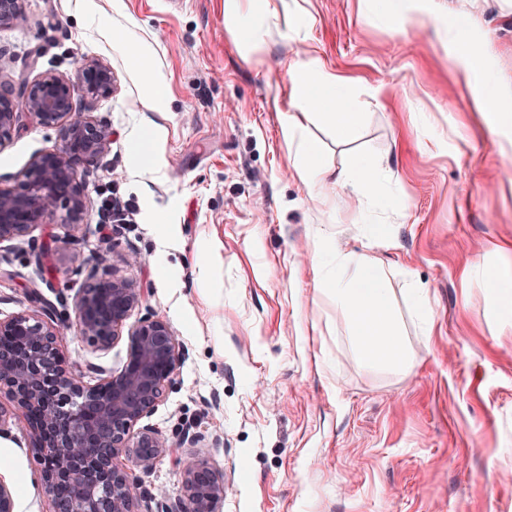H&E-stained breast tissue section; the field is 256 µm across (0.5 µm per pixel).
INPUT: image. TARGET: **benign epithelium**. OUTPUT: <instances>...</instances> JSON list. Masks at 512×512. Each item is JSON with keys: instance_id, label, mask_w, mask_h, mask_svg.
<instances>
[{"instance_id": "benign-epithelium-1", "label": "benign epithelium", "mask_w": 512, "mask_h": 512, "mask_svg": "<svg viewBox=\"0 0 512 512\" xmlns=\"http://www.w3.org/2000/svg\"><path fill=\"white\" fill-rule=\"evenodd\" d=\"M23 5L24 0H0V24L19 18ZM113 87L112 70L98 60L82 61L73 78L44 73L13 85L0 81V147L25 116L56 129L60 138L59 146L30 161L18 188L0 189V241L24 239L54 218L80 229L87 211L80 175L97 165L112 131L89 121L77 99L105 97ZM30 299L31 309L0 319V336L20 335L27 342L19 354L0 346V393L20 410L17 416L0 406V434L11 424L24 427L54 512H140L142 502L156 503L160 512H219L224 477L193 452L203 436L187 430L174 445L138 426L173 387L183 357L159 313L127 325L144 290L107 273L69 298L79 335L89 343L100 350L122 339L127 343L122 368L92 386L68 365L54 306L36 290ZM176 447L186 449L176 457L181 496L171 499L162 486L140 492L132 467L148 470ZM123 455L132 467L118 463Z\"/></svg>"}]
</instances>
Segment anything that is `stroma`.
Masks as SVG:
<instances>
[{
    "label": "stroma",
    "mask_w": 512,
    "mask_h": 512,
    "mask_svg": "<svg viewBox=\"0 0 512 512\" xmlns=\"http://www.w3.org/2000/svg\"><path fill=\"white\" fill-rule=\"evenodd\" d=\"M272 3L278 18L249 56L224 27V0H26L0 28L1 80L71 77L86 58L114 76L112 94L80 102L112 131L83 176L84 224L0 242V317L29 309L31 289L52 302L87 286L104 255L137 281L132 320L159 312L185 351L144 423L173 442L205 435L200 453L226 482L221 512H512V318L488 286H512V0H401L402 26L386 0ZM303 49L362 110L349 136L319 121L304 130L333 171L381 172L362 207L341 188L320 207L291 164L279 119ZM132 50L162 80L163 111L148 108ZM490 87L510 119L477 111ZM150 127L145 169L133 147ZM58 143L24 118L0 148V189ZM109 195L130 221L107 236ZM131 253L140 264H125ZM347 254L382 263L414 355L406 377L355 358L323 285ZM62 350L84 370L127 357L126 342L98 351L72 325ZM1 456L17 512H50L19 429L0 438Z\"/></svg>",
    "instance_id": "1"
}]
</instances>
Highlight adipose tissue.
<instances>
[{"mask_svg": "<svg viewBox=\"0 0 512 512\" xmlns=\"http://www.w3.org/2000/svg\"><path fill=\"white\" fill-rule=\"evenodd\" d=\"M272 15L270 0H224L225 27L245 45L262 42ZM288 73L294 109L282 114L280 132L284 141L296 148L293 168L310 197L325 206L336 188L349 189L351 197L357 199L376 189L381 181L378 172L360 164L348 175L334 173L321 164L319 145L300 136L304 122L316 117L341 135L350 133L360 114L342 80L319 72L317 58L306 52L297 54ZM326 281L336 313L354 338L360 362L396 376L406 374L413 365V356L394 320L376 260L362 257L351 275L331 272Z\"/></svg>", "mask_w": 512, "mask_h": 512, "instance_id": "adipose-tissue-1", "label": "adipose tissue"}]
</instances>
